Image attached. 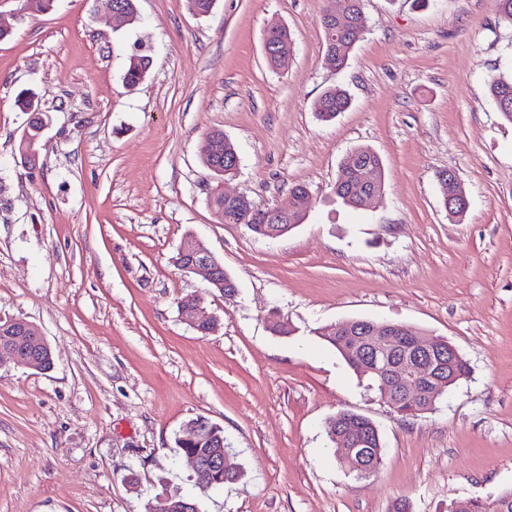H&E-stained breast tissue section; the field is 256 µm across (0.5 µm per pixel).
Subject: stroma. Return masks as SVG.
<instances>
[{"label": "stroma", "mask_w": 512, "mask_h": 512, "mask_svg": "<svg viewBox=\"0 0 512 512\" xmlns=\"http://www.w3.org/2000/svg\"><path fill=\"white\" fill-rule=\"evenodd\" d=\"M113 28L108 0L26 13L0 0V319L36 324L54 366L0 360V512H448L512 490V123L488 92L512 76V27L494 0H363L366 30L343 70L325 59L324 0H135ZM292 33L287 68L263 52ZM152 59L136 87L128 58ZM340 87L351 105L319 120ZM35 94L49 117L36 167L18 151ZM240 157L218 179L204 134ZM360 146L384 165L367 207L333 193ZM469 208L451 219L437 174ZM307 186L303 224L277 238L221 223L215 191L260 209ZM202 241L235 280L227 299L174 263ZM203 298L220 327L182 318ZM292 332L272 329V312ZM351 319L441 336L469 375L433 409L399 414L323 341ZM378 427L382 462L357 479L330 418ZM224 430L242 477L205 494L176 447L187 424ZM264 40H266L267 43L271 46V55L265 56L268 64L275 69L286 67L288 65V61L283 58L284 54L282 50L287 43L288 45L292 43L288 28L285 27L280 31H270L266 33Z\"/></svg>", "instance_id": "obj_1"}]
</instances>
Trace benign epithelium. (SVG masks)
Returning <instances> with one entry per match:
<instances>
[{
    "instance_id": "1",
    "label": "benign epithelium",
    "mask_w": 512,
    "mask_h": 512,
    "mask_svg": "<svg viewBox=\"0 0 512 512\" xmlns=\"http://www.w3.org/2000/svg\"><path fill=\"white\" fill-rule=\"evenodd\" d=\"M181 256L179 266L182 270L198 274L208 284L223 288V284L214 276V266L218 261L208 248L202 245L191 257H186L184 252ZM183 314L185 320L195 329L203 320L216 324L215 318L200 299L185 305ZM335 329L347 336L349 351L364 362L368 370L379 372L383 398L394 408L405 405L413 411L421 401H433L443 391L444 385L434 384L435 378L430 374V365L427 364L428 357L435 350L436 339H425L415 329L403 324L387 323L378 327L370 323L342 321L336 324ZM33 330V324L22 319H11L1 326L0 355H8L18 366L44 370L45 363L38 354L29 349L34 340L31 336ZM400 336L407 337L406 349L401 357L386 365L383 370H377L378 357L393 353Z\"/></svg>"
}]
</instances>
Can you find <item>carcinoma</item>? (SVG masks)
Instances as JSON below:
<instances>
[{
    "instance_id": "obj_1",
    "label": "carcinoma",
    "mask_w": 512,
    "mask_h": 512,
    "mask_svg": "<svg viewBox=\"0 0 512 512\" xmlns=\"http://www.w3.org/2000/svg\"><path fill=\"white\" fill-rule=\"evenodd\" d=\"M324 45L326 54L336 60V70H342L354 50L356 44L363 38L364 24L343 25L341 27H323ZM265 40L271 46V55L266 57L268 64L280 69L288 65L284 58L283 47L292 43L288 28L280 31L266 33ZM150 67V59L147 55L134 54L129 59L128 67L123 75V82L134 87L144 80ZM490 96L502 117L512 122V78H494L489 84ZM323 109L319 111V117L329 122L336 116L346 111L350 106V98L345 90L334 87L321 96ZM25 111L32 113L33 118L28 124L24 134L34 137L45 125L44 113L29 97L22 99ZM200 160L206 170L215 174L222 169L226 172L232 169L239 155L235 145L224 137V132L212 130L205 134L200 147ZM351 166L347 167V178H339L334 186V194L344 204L356 207L360 195L369 190L382 187L384 178L383 163L379 155L368 147L356 148L349 160ZM290 194L295 198L296 210L288 216L283 224H268L263 221L261 211L246 210L224 200V194L218 192L209 199L212 210L223 218L226 224H246L258 235L268 237L277 230H284L304 221L306 211L310 204L309 190L302 184H295L290 188ZM325 341L332 345L346 361L351 358L345 352L347 347L346 337L333 329L321 332ZM329 437L335 446L340 444L350 447L356 441H364L366 449L364 465L369 474H374L382 461V443L377 426L369 418L351 412L341 411L329 422ZM191 451L201 458L220 457L226 451L224 430L208 423L202 436L191 445ZM235 475L215 469L203 470L201 478L196 484L203 490L215 489L224 486L234 479ZM473 512H512V491L505 492L494 499H474Z\"/></svg>"
}]
</instances>
